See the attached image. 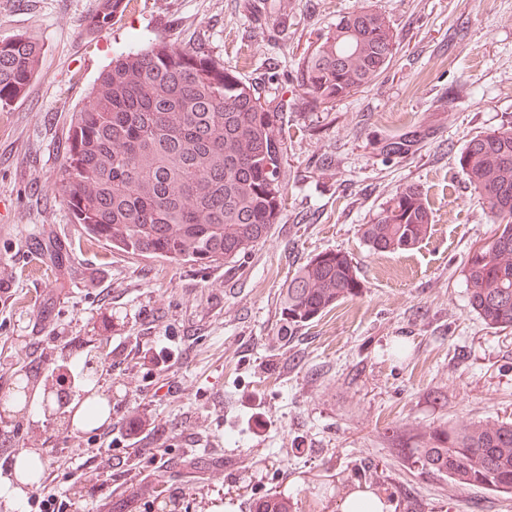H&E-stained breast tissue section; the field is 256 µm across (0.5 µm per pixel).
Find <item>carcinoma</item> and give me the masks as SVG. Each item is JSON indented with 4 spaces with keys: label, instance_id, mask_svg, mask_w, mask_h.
<instances>
[{
    "label": "carcinoma",
    "instance_id": "obj_1",
    "mask_svg": "<svg viewBox=\"0 0 512 512\" xmlns=\"http://www.w3.org/2000/svg\"><path fill=\"white\" fill-rule=\"evenodd\" d=\"M397 35L382 12L361 7L310 43L299 59V87L333 104L386 71ZM41 48L28 37L0 40V104L23 94ZM288 127L236 68L202 52L159 41L112 60L87 106L73 113L58 172L63 203L92 238L132 255L170 262L230 264L267 240L285 209ZM417 134L383 145L389 155L416 151ZM468 184L497 224L463 276L471 310L490 329H512V127L472 137L459 156ZM431 229L424 192L402 187L362 238L377 253L406 252ZM351 258L322 251L286 290L288 324L303 326L357 297ZM420 473L466 488L512 495V422L436 427L398 449ZM253 512H290L266 494Z\"/></svg>",
    "mask_w": 512,
    "mask_h": 512
}]
</instances>
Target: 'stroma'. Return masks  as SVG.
<instances>
[{"mask_svg": "<svg viewBox=\"0 0 512 512\" xmlns=\"http://www.w3.org/2000/svg\"><path fill=\"white\" fill-rule=\"evenodd\" d=\"M100 0H0V39L41 47L39 73L0 107V395L25 359L14 335H44L43 371L68 342L99 338L111 363L100 395L112 425L148 408L146 448L174 460L140 481L143 451L87 483L98 512H251L268 493L291 512H336L342 492L377 476L393 512H512V496L453 489L406 467L393 441L479 420H512V330L471 311L462 267L494 226L458 156L479 133L512 127V0H128L100 31ZM397 33L388 69L332 106L298 87L309 42L358 7ZM165 40L235 66L288 119V204L270 237L231 264L131 257L72 224L57 173L71 117L102 70L131 47ZM423 133L407 156L387 139ZM432 211L413 250L376 254L360 228L400 187ZM338 249L364 288L313 322L286 327L282 290L316 253ZM189 348L147 374L161 348ZM26 445L54 437L43 467L91 457L57 421L30 414ZM201 443L185 446L184 432Z\"/></svg>", "mask_w": 512, "mask_h": 512, "instance_id": "1", "label": "stroma"}]
</instances>
